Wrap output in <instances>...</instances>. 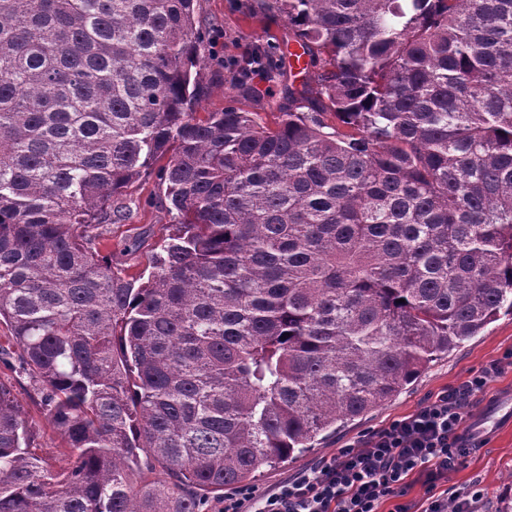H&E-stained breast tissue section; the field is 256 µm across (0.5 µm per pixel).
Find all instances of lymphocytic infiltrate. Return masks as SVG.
Listing matches in <instances>:
<instances>
[{
	"label": "lymphocytic infiltrate",
	"instance_id": "lymphocytic-infiltrate-1",
	"mask_svg": "<svg viewBox=\"0 0 512 512\" xmlns=\"http://www.w3.org/2000/svg\"><path fill=\"white\" fill-rule=\"evenodd\" d=\"M506 366L512 367V352L271 492L241 489L225 495L219 512H379L390 499L396 502L393 512H410L403 498L415 475L431 493L425 512H448L452 506L474 512L477 492L447 494L438 487L477 448L465 431L467 409Z\"/></svg>",
	"mask_w": 512,
	"mask_h": 512
}]
</instances>
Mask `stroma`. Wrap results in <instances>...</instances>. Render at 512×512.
Instances as JSON below:
<instances>
[{
	"label": "stroma",
	"instance_id": "obj_1",
	"mask_svg": "<svg viewBox=\"0 0 512 512\" xmlns=\"http://www.w3.org/2000/svg\"><path fill=\"white\" fill-rule=\"evenodd\" d=\"M250 0H199L201 27L205 38L202 52L205 66L200 72L202 91L194 106L198 112L223 109L228 92L229 67L243 59L259 42L269 36L285 37L288 21L280 15L262 19L246 16ZM172 216L164 208V190L155 174L142 176L131 189L130 216L113 225L107 243L122 262L128 277L139 279L149 274L147 254L163 243ZM143 233V243L132 254L123 247L129 235ZM512 350V316H500L480 334L461 347L441 355L412 384L394 399L371 413L338 424L334 434L321 441L314 450L292 461L265 469L254 482L255 487L270 490L298 471L317 467L337 448L362 439L384 424L412 413L427 398L457 385ZM13 377L15 393L37 430L35 443L40 454H57L61 439L30 398L27 377L11 376L0 368V378ZM468 422L480 423L483 445L473 450L448 476V488L465 490L480 484L484 490L476 512H498L502 498L512 495V367L493 378L486 393L468 410Z\"/></svg>",
	"mask_w": 512,
	"mask_h": 512
}]
</instances>
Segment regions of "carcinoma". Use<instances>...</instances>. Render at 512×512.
<instances>
[{
    "label": "carcinoma",
    "instance_id": "carcinoma-1",
    "mask_svg": "<svg viewBox=\"0 0 512 512\" xmlns=\"http://www.w3.org/2000/svg\"><path fill=\"white\" fill-rule=\"evenodd\" d=\"M197 3L0 0V363L66 461L0 379V512H202L512 315V0H258L202 116ZM130 191L129 218L122 224L112 225L111 233L104 242L112 246V253L122 261L128 278L137 280L138 285L149 274L146 254L152 249H159L169 234L167 224L174 222L164 208V190L155 173L142 176ZM137 232H145L142 245L135 253L123 254L122 249L128 236ZM7 377L13 378L12 382L15 385L14 389L16 396L23 405L32 425L37 430V436L35 438V444L38 447L37 452L43 455L58 454L57 448H62L61 439L53 429L41 408L31 400L30 393H32V388L30 387L29 380L26 376H21L18 373L6 370L3 367L0 368V378L6 379Z\"/></svg>",
    "mask_w": 512,
    "mask_h": 512
}]
</instances>
